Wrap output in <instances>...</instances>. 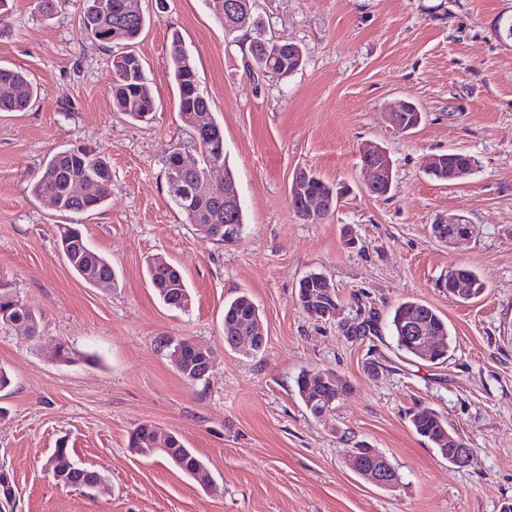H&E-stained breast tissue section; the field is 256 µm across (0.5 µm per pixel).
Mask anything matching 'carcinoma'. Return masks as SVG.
I'll use <instances>...</instances> for the list:
<instances>
[{
  "label": "carcinoma",
  "instance_id": "cac0c4a2",
  "mask_svg": "<svg viewBox=\"0 0 512 512\" xmlns=\"http://www.w3.org/2000/svg\"><path fill=\"white\" fill-rule=\"evenodd\" d=\"M239 5L249 3V23L245 28L238 27L235 17H224V11L213 7L214 14L224 27L225 36L235 42L239 33L251 36L249 43L250 60L262 74H273L286 78L297 72L304 63L302 49L291 47L274 51L270 38L255 13L252 0H232ZM149 23L143 14L132 16L127 10V0H86L81 18V29L91 39L101 45L121 44L130 47L137 43ZM169 65L178 94V114L189 133V145L180 142L169 144L165 150V169L169 196L175 207L185 215L193 226L211 224L214 231L208 240L229 243L236 236L227 232L231 225L242 231L245 221L239 197L237 179L224 152V131L215 120L205 126H197L191 119L199 113H207L210 103L198 86L193 59L182 44L181 37L174 33L171 37ZM112 83L110 95L117 111L132 121L149 119L155 99L140 57L132 51H120L110 59ZM37 93L33 83L20 71L0 67V112H21L28 108ZM195 150L197 163L192 167L184 165L186 148ZM224 166V184L210 186L209 171L212 161ZM467 159L457 152L439 155L436 170L430 175L443 181H451L453 173ZM79 183L85 187L80 195H75L71 187ZM112 168L101 152L85 147L73 146L52 154L45 161L41 176L32 184L31 193L37 198L52 201L62 212L75 215L96 210L104 206L111 196ZM341 191L316 174H311L307 192L329 197ZM59 249L70 268L86 283L96 286H112L115 272L109 257L93 248L85 239L78 224L61 226ZM147 276L160 301L170 308L186 310L191 305V295L181 272L172 264L152 261L147 264ZM466 280L470 287L479 293L484 284L478 275L469 268L458 267L448 271L443 287L453 288L457 280ZM298 288L304 289L307 299L317 304L338 307L336 295L326 288V277L321 272H310L301 278ZM423 320L431 333L441 337L440 347L430 356L433 361L448 359L451 350L448 323L430 305L415 299L398 303L391 314V330L396 348L402 353L414 355L413 347L405 340L404 329L413 318ZM259 319V310L246 294L234 298L224 305V346L235 349L233 337L249 334L251 325ZM27 323L31 335H38V316L12 290L0 285V324ZM165 347L170 349V357L182 377L196 383L198 368L196 346L186 338H164ZM312 374L306 372L297 377V392L305 409L314 418L323 417L325 408H334L330 401H338L347 390V385L339 379L310 388ZM415 432L426 438L446 460L455 447L448 421L436 410L423 407L414 412L410 419ZM155 428L141 424L130 437V447L135 450L153 447ZM164 456L182 473L194 478L204 467L194 451L185 446L178 436L171 437ZM59 474L83 477L88 482L95 476V470L79 466L70 450L61 446L48 457Z\"/></svg>",
  "mask_w": 512,
  "mask_h": 512
}]
</instances>
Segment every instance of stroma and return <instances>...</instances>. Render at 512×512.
<instances>
[{
	"label": "stroma",
	"instance_id": "35a3bbf8",
	"mask_svg": "<svg viewBox=\"0 0 512 512\" xmlns=\"http://www.w3.org/2000/svg\"><path fill=\"white\" fill-rule=\"evenodd\" d=\"M133 0L150 22L134 46L155 97L152 119L116 112L111 47L79 28L84 0H8L0 66L22 71L38 96L0 112V283L38 315V336L0 327V467L15 500L0 512H501L512 502V39H499L512 0H257L267 36L299 44L301 70L286 78L251 70L224 38L209 0ZM191 53L212 117L224 129L245 226L232 243L202 238L173 205L163 150L187 141L169 68L172 33ZM424 115L411 133L391 103ZM382 145L393 168L389 195L365 186L360 147ZM84 145L112 166L107 204L80 220L116 279L86 284L58 249L72 215L34 198L31 185L53 151ZM471 154L476 170L436 180L425 158ZM312 171L345 194L318 224L289 201L294 174ZM461 215L473 232L439 242L431 226ZM165 258L192 293L166 307L146 265ZM475 271L483 294L460 302L442 288L450 268ZM323 273L338 298L318 321L297 302L299 280ZM248 294L265 348L224 346V304ZM407 298L448 322L445 363L402 357L388 333L364 340L344 326ZM188 338L215 353L207 382L186 381L160 337ZM65 343L70 362L52 350ZM377 364L370 374L368 364ZM330 372L349 385L316 419L297 394L300 373ZM428 406L472 448L450 467L418 436L409 415ZM149 423L180 436L214 482L203 487L159 453L128 446ZM395 469L380 489L348 462L356 443ZM108 479L94 497L57 482L43 460L58 445Z\"/></svg>",
	"mask_w": 512,
	"mask_h": 512
}]
</instances>
